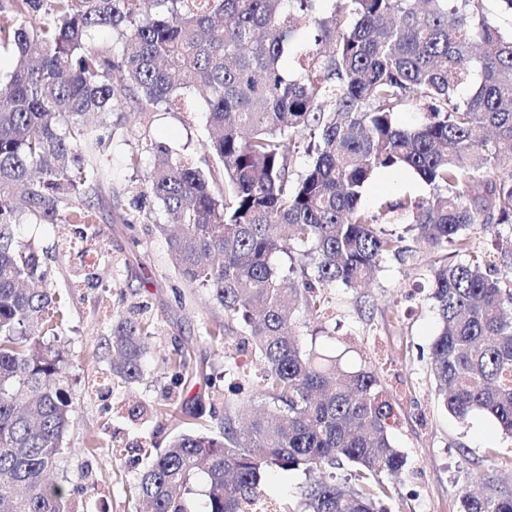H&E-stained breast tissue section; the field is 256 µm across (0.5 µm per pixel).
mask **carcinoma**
I'll return each mask as SVG.
<instances>
[{
	"mask_svg": "<svg viewBox=\"0 0 512 512\" xmlns=\"http://www.w3.org/2000/svg\"><path fill=\"white\" fill-rule=\"evenodd\" d=\"M142 2L10 0L0 22V55L12 57L0 72V512H71V492L48 481L73 416L54 346L61 298L48 251L18 228L91 234L112 112H157L197 88L224 184L154 145L133 202L166 234L181 278L223 307L206 338L236 337L260 358L261 406L231 402L214 426L184 409L166 447L136 448L148 463L130 512H184L180 495L202 473L204 512H258L274 468L320 472L301 512H384L394 489L382 475L406 466L388 388L375 365L345 370L287 325L300 306L320 313L328 289H357L385 256L409 252L376 229L382 219L454 248L458 260L432 274L438 396L454 418L482 412L512 435V250L473 243L479 229L512 227V32L488 0H332L325 15L319 0H152L151 12ZM38 12L47 19L36 26ZM102 31L112 48L94 45ZM287 52L298 56L292 77ZM421 105L420 123L395 121ZM303 147L311 163L296 177ZM399 168L429 196L365 208L371 177ZM292 244L304 247L297 259ZM279 254L288 266L274 264ZM153 331L137 310L112 316L97 395L142 379ZM165 364L184 388L210 384L181 345ZM459 512H512V490L488 480L460 496Z\"/></svg>",
	"mask_w": 512,
	"mask_h": 512,
	"instance_id": "obj_1",
	"label": "carcinoma"
}]
</instances>
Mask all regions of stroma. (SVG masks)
I'll use <instances>...</instances> for the list:
<instances>
[{
	"label": "stroma",
	"instance_id": "1",
	"mask_svg": "<svg viewBox=\"0 0 512 512\" xmlns=\"http://www.w3.org/2000/svg\"><path fill=\"white\" fill-rule=\"evenodd\" d=\"M206 136L204 103L195 93L174 110L144 114L117 108L112 139L106 144L110 177L96 200L108 219L87 245L91 259L82 263L66 249H53L58 235L51 225L18 230L21 239L52 248L53 286L64 294L66 316L59 345L78 398L63 440L65 465L53 478L72 490L73 512L96 507L129 512L127 493L144 466L135 445L165 444L183 402L192 396L173 387L161 370L163 358L175 346L190 347L195 364L215 385L202 397L209 417L223 416L234 385L260 366L254 353L237 351L232 343L217 347L204 339L205 325L223 319V308L183 281L170 260L166 237L155 224L129 204L116 202L128 186L140 185L152 167L154 157L146 145L161 143L201 163ZM132 154L141 155L140 169L127 167ZM428 192L415 174L389 169L372 177L362 201L370 208L382 196L397 199ZM403 244L414 249L413 258L386 256L366 287L352 291L335 286L321 314L302 308L294 319L301 336L315 339L323 353H343L350 365L373 362L392 387L398 405L391 436L407 465L394 480L397 491L385 503L387 512H459L462 491L476 488L479 474L489 468H498L505 486L512 489V436L481 413L458 421L439 403L430 375V347L438 328L430 297L431 271L456 257L449 249L418 245L410 232ZM81 272L92 275V286H73ZM142 302L151 305L159 324L158 336L149 342L147 375L132 385L113 384L106 399L88 394L106 364L97 344L108 334L111 315ZM93 429L102 433L105 447H88L87 435ZM306 482L300 471L268 477L262 512H276L283 501L298 503Z\"/></svg>",
	"mask_w": 512,
	"mask_h": 512
}]
</instances>
